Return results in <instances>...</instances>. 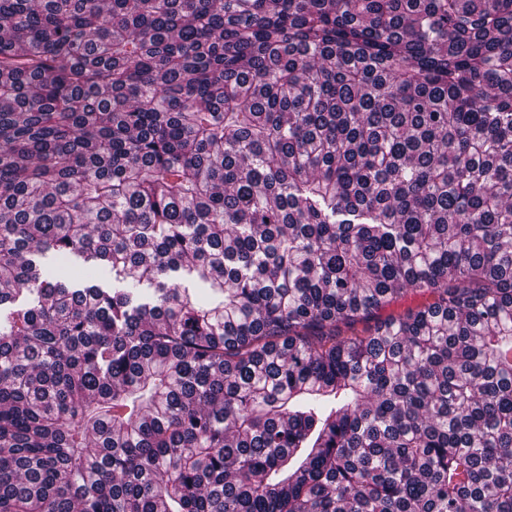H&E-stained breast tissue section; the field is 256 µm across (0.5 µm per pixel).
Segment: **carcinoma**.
<instances>
[{"instance_id": "cac0c4a2", "label": "carcinoma", "mask_w": 512, "mask_h": 512, "mask_svg": "<svg viewBox=\"0 0 512 512\" xmlns=\"http://www.w3.org/2000/svg\"><path fill=\"white\" fill-rule=\"evenodd\" d=\"M0 512H512V0H0Z\"/></svg>"}]
</instances>
